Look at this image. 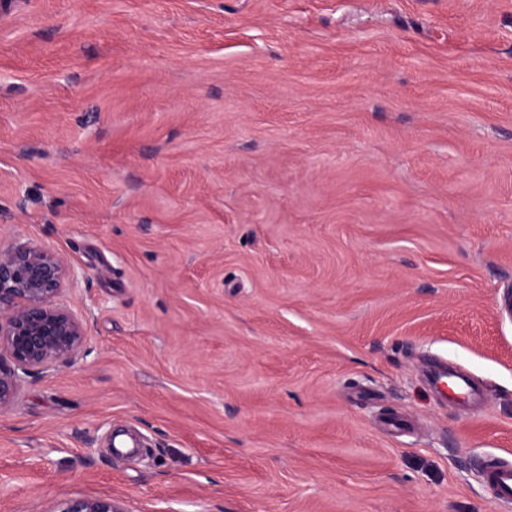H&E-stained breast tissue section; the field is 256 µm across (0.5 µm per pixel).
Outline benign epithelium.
<instances>
[{"instance_id":"7a95c632","label":"benign epithelium","mask_w":512,"mask_h":512,"mask_svg":"<svg viewBox=\"0 0 512 512\" xmlns=\"http://www.w3.org/2000/svg\"><path fill=\"white\" fill-rule=\"evenodd\" d=\"M72 276L68 260L49 248H0V412L34 374L70 365L87 349V321L58 302ZM8 356L11 364L1 358ZM47 512H121L110 498L74 501Z\"/></svg>"}]
</instances>
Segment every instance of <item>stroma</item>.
Listing matches in <instances>:
<instances>
[{
    "label": "stroma",
    "instance_id": "obj_1",
    "mask_svg": "<svg viewBox=\"0 0 512 512\" xmlns=\"http://www.w3.org/2000/svg\"><path fill=\"white\" fill-rule=\"evenodd\" d=\"M17 242L89 350L0 412V512H512V0H10ZM426 382L433 389L450 391L449 398L458 404H470L482 399V393L463 373L448 367L447 362L435 364L425 371ZM485 488L494 502H512V462L490 458L483 468ZM45 512H121V509L112 502V498L98 497L77 500L62 509L53 505Z\"/></svg>",
    "mask_w": 512,
    "mask_h": 512
}]
</instances>
